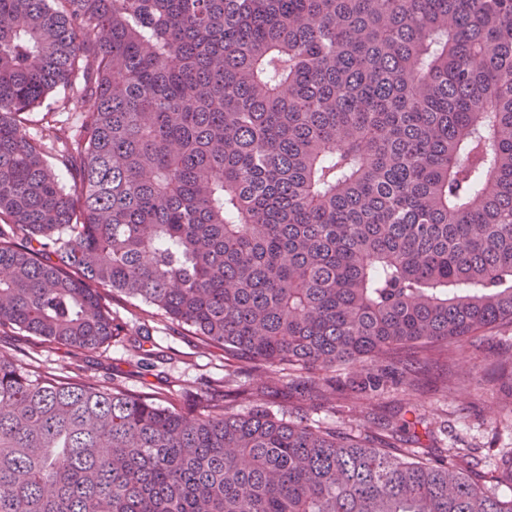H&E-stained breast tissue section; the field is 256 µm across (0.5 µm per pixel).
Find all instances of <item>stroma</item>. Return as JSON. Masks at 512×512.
<instances>
[{"label": "stroma", "mask_w": 512, "mask_h": 512, "mask_svg": "<svg viewBox=\"0 0 512 512\" xmlns=\"http://www.w3.org/2000/svg\"><path fill=\"white\" fill-rule=\"evenodd\" d=\"M110 308L113 318L126 324L127 334L99 349L76 355L2 333L0 349L21 359L27 372H49L107 388L117 381L129 390L160 396L189 414L196 412L203 392L238 389L247 390L249 397L232 402L235 412L244 414L261 404L279 418H307L352 434L377 433L381 422L418 414L424 424L415 436L405 438L404 447L429 449L448 461L466 454L488 475L494 474L501 455L512 450V377L498 371L512 355V326L477 334L442 352L412 354L403 377L365 396L350 389L359 370L256 373L178 334L152 308H131L117 296ZM325 382L343 391L335 404H325L316 393L317 385Z\"/></svg>", "instance_id": "1"}]
</instances>
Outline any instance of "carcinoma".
I'll list each match as a JSON object with an SVG mask.
<instances>
[{
  "instance_id": "carcinoma-1",
  "label": "carcinoma",
  "mask_w": 512,
  "mask_h": 512,
  "mask_svg": "<svg viewBox=\"0 0 512 512\" xmlns=\"http://www.w3.org/2000/svg\"><path fill=\"white\" fill-rule=\"evenodd\" d=\"M57 89L79 129L27 135ZM0 224V329L95 350L123 295L375 391L512 324V0H0ZM413 426L187 415L0 351V512H512Z\"/></svg>"
}]
</instances>
